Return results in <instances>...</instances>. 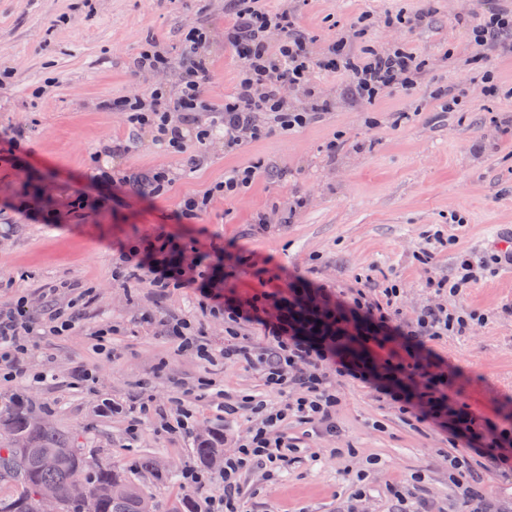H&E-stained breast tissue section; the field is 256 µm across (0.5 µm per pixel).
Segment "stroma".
<instances>
[{
    "mask_svg": "<svg viewBox=\"0 0 512 512\" xmlns=\"http://www.w3.org/2000/svg\"><path fill=\"white\" fill-rule=\"evenodd\" d=\"M421 6V0H308L298 23L313 48L370 13L376 23L355 47L408 40L429 63L418 86L369 106L342 95L341 77L316 73L315 83L334 102L320 120L290 135H266L241 153H225L222 143H214L208 165L185 178L178 174L168 193L119 203L90 182L92 153L127 133L122 114L100 110L99 101L149 92L159 80L175 83V72L140 74L130 60L149 40L175 49L181 29L190 25L214 33L205 93L222 100L238 69L224 45V0H0V70L12 73L0 88V128L28 131L16 159L0 161V305L25 295L40 312L39 292L61 281L66 287L58 304L88 288L95 295L79 329L32 337L23 357L25 378H0V407L29 406L74 435L92 463L127 470L157 512H174L183 503L208 512L207 499L223 482L219 469L203 470L195 461L198 435L222 431L235 442L254 421L246 413L225 421V400L253 395L275 404L279 398L256 370L226 365L219 354L208 363L180 351L164 335L160 317L190 320L219 350L223 316L183 289L159 296L142 282L113 281L118 245L161 233L186 244L234 240L245 252L277 261L264 271L240 267V292L280 266L346 293L396 283L407 319L430 298L427 277L452 275L458 252L478 258L497 248L512 233V57L482 50L470 38L465 17L475 0H433L427 22L409 31L384 26L386 16ZM479 67L493 71L497 95H485L475 79ZM448 84L463 94L454 112L443 111L436 96ZM40 86L45 94L33 98ZM371 117L377 125H368ZM339 134L345 146L328 157L324 147ZM256 162L261 172L239 197L215 199L199 223L164 222L183 196L222 180L225 168ZM181 163L145 136L118 165L178 173ZM80 191L82 203L76 200ZM297 197L304 206L294 223L253 231L256 213ZM436 229L455 236L456 245L435 250L429 264L420 265L416 255L427 231ZM510 300L512 270L502 267L457 301L486 313L487 324L473 335L434 343L468 376L464 401L486 413L495 402L512 404V320L497 315ZM101 330L109 334L113 357L95 349ZM79 369L88 370L89 379L77 378ZM205 379L214 388L203 393L198 386ZM339 391L336 435L311 437L305 425L288 419L281 432L298 445L296 462L270 479L257 469L243 471L244 512H395L397 502L387 491L392 483L408 496L410 512H461L443 461L452 452L444 436L407 420L360 381L342 380ZM144 394L152 396L157 414L133 438L129 409ZM179 409L190 411L194 434L163 430L164 417ZM143 456L156 462V470L136 468ZM370 457L378 466L368 469L366 496L358 501L348 474L367 469ZM198 469L205 486L185 484L183 471Z\"/></svg>",
    "mask_w": 512,
    "mask_h": 512,
    "instance_id": "35a3bbf8",
    "label": "stroma"
}]
</instances>
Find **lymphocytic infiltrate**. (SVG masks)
<instances>
[{
  "instance_id": "obj_1",
  "label": "lymphocytic infiltrate",
  "mask_w": 512,
  "mask_h": 512,
  "mask_svg": "<svg viewBox=\"0 0 512 512\" xmlns=\"http://www.w3.org/2000/svg\"><path fill=\"white\" fill-rule=\"evenodd\" d=\"M224 12L230 18L224 43L233 50L239 72L223 102L214 103L204 93L212 66L207 53L211 32L188 28L178 52L149 46L133 59L139 73L176 70V89L160 82L147 94L101 101V109L123 113L129 130L127 138L103 144L102 153L120 158L146 133L156 145L184 157L186 172L193 173L207 164L206 146L215 138L223 139L225 152L234 153L263 134L290 132L332 111V100L312 82L314 73L344 76L347 96L373 104L394 91L414 87L423 68L418 52L404 41L380 51L367 50L359 57L349 49L347 37L340 35L321 53H312L295 12L269 13L261 0H225ZM470 33L476 44L512 56L511 9L482 11ZM298 93L304 96L305 107H292ZM202 112L210 116L208 125L196 123ZM257 170L254 164L225 170L223 180L204 193L183 197L174 220L195 223L214 199H230L248 188ZM91 181L107 185L115 195L145 200L163 193L174 179L162 168H115L97 172ZM242 262L236 243L221 248L196 240L181 246L161 235L148 249L119 248L112 272L118 281L148 278L150 287L159 292L196 290L212 313L224 317L225 363L256 368L266 386L283 397L277 406L251 395L225 404V415L246 411L255 424L224 456V488L218 495L224 512H239L243 470L256 467L272 476L290 464L292 447L280 432L287 418L319 432H335L340 378L369 384L400 413L433 427L451 445L467 448L493 468L512 471V430L505 427L512 421V412L502 408L491 417L462 402L464 373L431 346L451 333L470 335L485 322L484 313H461L450 309L448 301L497 266L511 263L512 251L504 249L478 259L460 255L454 275L427 278L433 299L408 320L400 317V289L394 284L378 296L363 288L345 294L293 274L288 288L262 287L239 295L228 280ZM240 324L258 327L264 344L239 336ZM36 326L27 297L0 308V367L8 377L23 374L19 356L27 352ZM449 464L451 481L470 512H493L466 457H450Z\"/></svg>"
}]
</instances>
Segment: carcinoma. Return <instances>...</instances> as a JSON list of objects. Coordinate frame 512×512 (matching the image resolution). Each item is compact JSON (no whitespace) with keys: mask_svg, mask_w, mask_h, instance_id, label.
I'll use <instances>...</instances> for the list:
<instances>
[{"mask_svg":"<svg viewBox=\"0 0 512 512\" xmlns=\"http://www.w3.org/2000/svg\"><path fill=\"white\" fill-rule=\"evenodd\" d=\"M9 421L8 427L0 431L7 447L0 448V456L15 457L22 469L21 475H7L0 479L20 487L15 495L0 499V512H33L34 495L42 484L56 486L62 495L61 512H135V503L144 497L142 491L128 478L125 470L100 467L86 460L75 438L54 427L42 429L32 423L28 410L6 406L0 409V418ZM21 438L31 448L57 450L64 448L68 457L56 469L42 471L33 459L24 456L12 447L13 441ZM223 446L221 436L196 442L193 455L199 464L208 466L210 454ZM76 480L83 481L88 489L86 500H74L67 496V489Z\"/></svg>","mask_w":512,"mask_h":512,"instance_id":"1","label":"carcinoma"}]
</instances>
